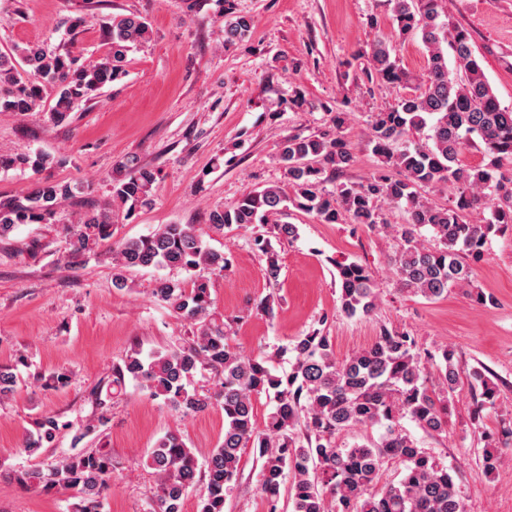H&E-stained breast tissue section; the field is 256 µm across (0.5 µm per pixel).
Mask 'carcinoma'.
Here are the masks:
<instances>
[{"label":"carcinoma","instance_id":"carcinoma-1","mask_svg":"<svg viewBox=\"0 0 512 512\" xmlns=\"http://www.w3.org/2000/svg\"><path fill=\"white\" fill-rule=\"evenodd\" d=\"M392 24L401 35H417L426 48V74L419 91L373 113L367 127L372 153L396 170L397 176L374 175L362 182H338L330 193L319 189L326 170L340 174L355 163V153L342 138L327 141L289 136L279 149V160L293 194L277 185L246 193L233 207L211 212L209 222L220 231L226 225L251 227L266 224L254 245L267 256L266 278L278 280L280 267L270 237L292 240L298 225L285 221L288 206L312 214L323 224H356L375 229L382 223L378 204L403 211L400 243L389 266L400 290L427 300L448 295L455 287H470L478 305L493 297L473 287L475 264L486 251L489 237L512 230V111L501 107L477 59L470 32L448 22L442 0H391ZM108 37L106 56L85 63L71 50L47 51L37 44L0 51V112H37L51 97L49 120L65 122L75 105L93 92L125 75L127 53L150 39L149 23L137 16L102 20ZM252 21L246 15L224 20V47L245 40ZM397 45L375 41L368 52L367 76L387 83L402 81L404 71ZM455 67H448V58ZM482 151L485 162L465 163L472 149ZM51 163L49 155H0V170L30 168L39 172ZM124 178L112 183V200L129 205L128 211L150 203L157 173L129 160ZM444 185L453 190L451 204L437 206L421 189ZM81 187L45 179L27 193L0 199V237L17 224H42L64 200ZM488 213L483 223L468 215ZM74 248L88 247L90 235L109 237L110 211L92 209L80 220ZM428 231L435 240L429 248L419 242ZM113 281L124 286L125 273L139 267L178 268L194 275L190 285L164 280L155 295L176 316L195 326L184 344L148 352L128 351L112 367V389L126 381H142L151 399H163L183 414L203 412L210 397L189 390L197 371L218 377L224 410V438L211 449L204 465L183 437L169 433L160 438L143 461L155 477L153 512H182L187 490L206 484L201 512H224L225 494L238 479L241 453L256 448L263 460L260 490L268 512H278L281 486L291 478L288 500L292 512H465L455 471L441 465L409 434L408 418L429 435L448 427L453 396L468 382L474 397V420L493 407L498 389L485 372L473 369L461 375L448 347L422 354L414 337L381 328L368 348L349 358L336 359L331 337L315 329L274 356L294 353L290 370L281 375L268 366L271 357L244 356L229 346L224 323L210 312L209 279L203 271L222 273L229 260L208 245L192 224H165L153 233L119 242L112 247ZM341 310L354 317L376 307L372 271L356 261L336 265ZM0 364V399L9 397L19 382L18 366ZM435 369L439 389L427 385L428 370ZM274 402L263 424L255 414L257 399ZM379 426L376 439L341 448L336 435L358 426ZM58 423L48 417L36 430L25 432L22 451L39 456L55 437ZM512 440V424L483 435L482 466L496 468L495 448ZM404 465L401 479L373 491L384 463ZM114 469L112 452L65 454L47 468L32 466L15 472L20 483L44 494L73 491L79 498L75 512H98L100 498L109 489Z\"/></svg>","mask_w":512,"mask_h":512}]
</instances>
